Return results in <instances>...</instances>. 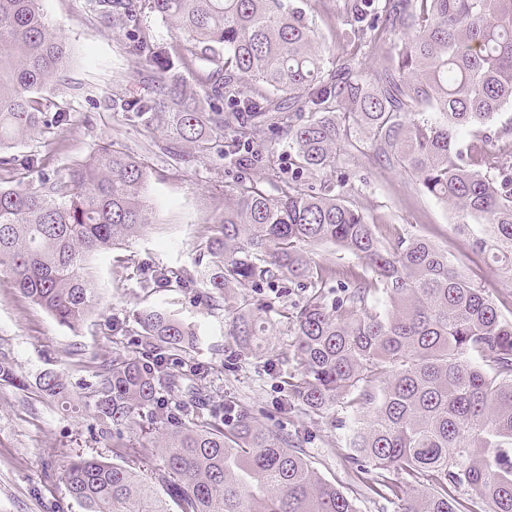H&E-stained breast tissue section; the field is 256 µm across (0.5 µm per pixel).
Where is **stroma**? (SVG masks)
Returning a JSON list of instances; mask_svg holds the SVG:
<instances>
[{"label":"stroma","mask_w":512,"mask_h":512,"mask_svg":"<svg viewBox=\"0 0 512 512\" xmlns=\"http://www.w3.org/2000/svg\"><path fill=\"white\" fill-rule=\"evenodd\" d=\"M291 2L306 14L324 42L325 69L353 54L355 37L345 0ZM96 3L43 0L47 21L65 38L71 55L61 80L41 95L55 111L67 113L69 121L14 148L20 157L45 156V172L18 165L0 174V179L35 187L41 174H64L72 164L112 143L153 168L156 179L149 201L155 224L119 254L96 260L106 309L78 327L59 325L26 299L11 279L0 276V352L31 382L46 370L62 372L79 406L78 411L68 410L33 385L24 390L0 385V512H83L67 491L64 469L79 455L112 458L111 448L89 430L95 373L102 362L111 360L124 330L134 328L136 313L151 305L167 307L202 332V344L185 363L208 369L203 385L210 404L240 402L258 422L304 435L308 459L325 480L354 496L359 512H397L396 499H384L369 490L372 476L360 479L351 470L345 458L346 430L332 428L320 417L285 409L283 382L295 370L294 338L286 319H277L260 346L246 353L227 335L234 298L214 306L196 285L178 292L141 288L147 268H194L200 230L223 213L224 196L236 175L218 151L198 153L163 132L145 128L121 109L120 100L153 97V72L130 53L127 30L108 22ZM340 160L350 176V202L373 219L385 242L412 232L447 248L467 271L479 275L497 307L512 318V279L472 250L469 237L456 229L455 211L423 193L414 177L384 160L350 149L342 151Z\"/></svg>","instance_id":"stroma-1"}]
</instances>
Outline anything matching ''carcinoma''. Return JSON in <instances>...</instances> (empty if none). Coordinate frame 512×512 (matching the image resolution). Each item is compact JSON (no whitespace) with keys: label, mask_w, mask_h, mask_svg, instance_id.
I'll return each mask as SVG.
<instances>
[{"label":"carcinoma","mask_w":512,"mask_h":512,"mask_svg":"<svg viewBox=\"0 0 512 512\" xmlns=\"http://www.w3.org/2000/svg\"><path fill=\"white\" fill-rule=\"evenodd\" d=\"M107 19L138 31L147 9L179 40L211 52L210 111L171 78L164 44L134 38L132 54L153 64L156 97L122 104L147 127L199 152L223 141L241 170L224 213L199 241V269L147 273L142 287L198 283L212 303L229 288L288 281L308 290L296 312L238 298L227 335L252 349L272 325L290 321L297 374L288 406L329 414L345 401L347 462L378 473L370 489L399 512H512V320L484 285L422 235L387 246L376 224L347 200L341 145L372 149L417 177L423 191L458 213V226L489 224L474 250L512 278V127L491 131L512 105V0H349L354 32L376 42L401 31L397 69L380 84L355 60L324 71L325 49L301 10L283 0H99ZM69 50L45 22L42 0H0V151L67 121L39 96L61 77ZM247 96L221 102L233 84ZM288 140L293 168L272 194L250 171L275 165L268 134ZM43 167L36 154L0 156ZM331 174L315 185L313 176ZM151 167L104 146L88 162L33 188L0 185V274L59 324L73 328L103 308L95 258L129 246L153 224ZM332 243L362 271L345 272L344 295L325 291L336 271L305 246ZM134 340L115 350L93 385L90 431L120 462L76 456L64 470L83 512H357L324 480L303 440L259 423L245 406L206 408L202 372L175 362L198 334L171 311L137 313ZM0 385L28 387L6 355ZM44 396L70 403L67 377L36 378ZM144 418L128 452L123 429ZM161 463L152 464L154 451ZM403 475L393 483L386 473ZM417 486L426 491L413 496ZM466 486L471 495L462 497Z\"/></svg>","instance_id":"1"}]
</instances>
